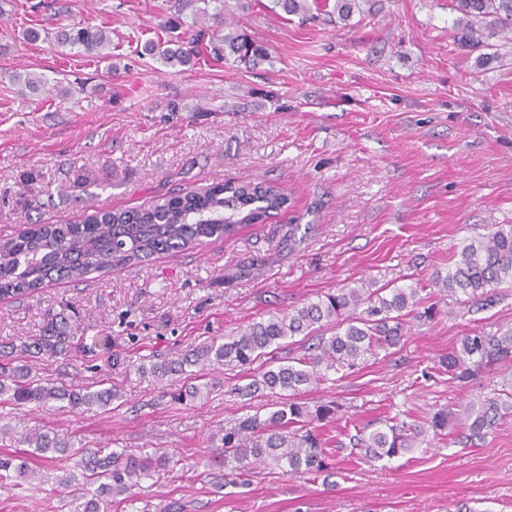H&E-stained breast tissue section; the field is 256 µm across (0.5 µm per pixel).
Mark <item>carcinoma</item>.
<instances>
[{"instance_id":"obj_1","label":"carcinoma","mask_w":512,"mask_h":512,"mask_svg":"<svg viewBox=\"0 0 512 512\" xmlns=\"http://www.w3.org/2000/svg\"><path fill=\"white\" fill-rule=\"evenodd\" d=\"M465 20L462 38L480 45L477 26L485 23L512 34V0H453ZM64 43L80 48L89 56L108 58L100 53L108 42L106 31L97 27L73 26L62 32ZM224 43V57L256 59L264 55L262 46L224 27L217 38ZM149 52L161 63L187 66L193 51L181 41L155 42ZM288 203L284 190L265 181H224L185 194L156 198L149 206L136 209L94 211L74 224H41L14 237L0 238V295H30L45 284L65 279L79 280L108 268L130 267L155 254L182 252L203 245L208 239H228L240 228L259 224ZM487 234L471 238L460 251V259L445 276H436L431 286L437 294L459 304L477 303L500 285L512 284V226L490 225ZM426 286L417 284L390 288L374 281L354 280L336 291L316 296L288 313H271L246 325L235 336L210 339L175 360L154 355L150 366H136L139 374L161 382L170 375L191 380L198 375L188 366H250L272 345L296 335L318 336L307 354L264 371L260 378L234 388L241 397L254 398L276 390L292 395L319 384L326 372L353 369L401 344L407 335L409 318H429L432 308L423 307ZM79 325L64 315L48 318L42 334L21 346L0 345V399L17 406L38 408L51 401L67 403L71 411L106 407L120 399L113 388L90 391L86 387L35 384L29 378V365L16 364L25 356L62 357L69 352L70 338ZM512 357V331L496 336L473 331L462 337L459 347L444 361L450 378L464 381ZM344 411L336 401L310 406L298 400L279 401L262 415H246L220 437L224 466L244 477L252 467L266 460L288 466L292 474H318L328 469V456L318 434L317 424ZM455 413L444 408L421 423L396 421L350 436L349 444L368 461L402 456L418 444L444 434ZM470 436L482 437L499 421L512 416V386L493 389L463 409ZM27 448L14 454H0V477L12 472L25 479L35 474L30 465L36 459L50 465L62 458L73 460V473L57 477L60 486L77 488L73 512H104L107 495L113 499L133 497L132 490L158 468L168 465L165 456L132 457L99 450L71 449V445L47 434L34 433L21 439ZM52 456H47V452ZM98 484L88 498L82 487Z\"/></svg>"}]
</instances>
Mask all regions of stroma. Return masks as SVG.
<instances>
[{
	"instance_id": "35a3bbf8",
	"label": "stroma",
	"mask_w": 512,
	"mask_h": 512,
	"mask_svg": "<svg viewBox=\"0 0 512 512\" xmlns=\"http://www.w3.org/2000/svg\"><path fill=\"white\" fill-rule=\"evenodd\" d=\"M203 0H0V238L63 224L95 210L129 209L221 181H266L286 210L237 236L158 254L139 264L0 297V344L39 336L48 313L84 328L64 358L31 362L41 383L116 386L117 408L69 411L0 401V448L28 432L78 448L161 454L167 468L110 512H512V417L467 441L462 420L444 439L367 462L333 449L329 472L255 465L246 485L225 468L211 436L264 409L243 385L303 355L283 341L249 366L204 371L209 395L178 401L185 377L140 376L153 351L173 356L236 335L355 279L408 286L447 273L465 239L512 225V39L488 29L462 41L451 0H359L349 19L284 13L273 0H226L224 16L268 53L258 63L201 53L170 69L148 41L218 32ZM103 26L112 58L86 56L57 33ZM42 30L28 42L29 29ZM17 72L45 80L31 92ZM473 330H512V286L460 307L436 303L404 345L353 371L329 372L306 402L334 400L366 429L397 417L460 411L501 385L512 367L460 385L442 366ZM97 336L109 352L91 351ZM55 482L0 480V512H72Z\"/></svg>"
}]
</instances>
